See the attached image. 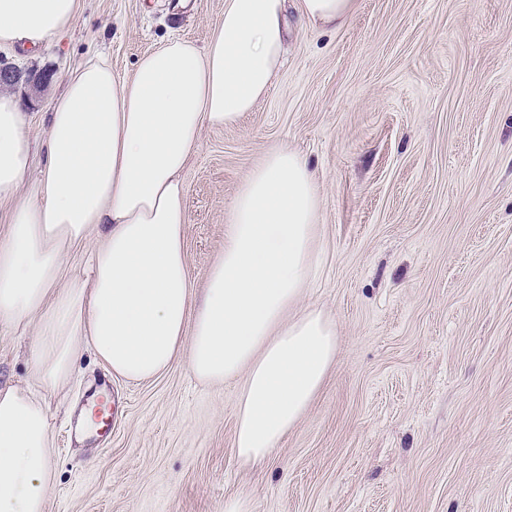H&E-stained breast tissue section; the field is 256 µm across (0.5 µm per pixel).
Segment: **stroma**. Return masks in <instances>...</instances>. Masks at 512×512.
<instances>
[{
  "label": "stroma",
  "instance_id": "obj_1",
  "mask_svg": "<svg viewBox=\"0 0 512 512\" xmlns=\"http://www.w3.org/2000/svg\"><path fill=\"white\" fill-rule=\"evenodd\" d=\"M224 0H79L33 52L52 73L25 102L33 164L67 76L106 60L119 81L168 40L205 45ZM288 54L232 128L203 127L182 173L196 293L224 250L240 185L286 147L316 175L318 263L301 307L336 324L337 354L308 410L260 468L234 448L237 384L178 359L131 382L83 350L49 399L57 479L47 512H512V0H354L339 28L288 0ZM33 334L0 324V387L30 381ZM112 397V434L81 413Z\"/></svg>",
  "mask_w": 512,
  "mask_h": 512
}]
</instances>
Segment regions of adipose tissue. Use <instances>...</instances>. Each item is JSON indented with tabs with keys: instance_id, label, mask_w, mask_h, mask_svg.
Here are the masks:
<instances>
[{
	"instance_id": "1",
	"label": "adipose tissue",
	"mask_w": 512,
	"mask_h": 512,
	"mask_svg": "<svg viewBox=\"0 0 512 512\" xmlns=\"http://www.w3.org/2000/svg\"><path fill=\"white\" fill-rule=\"evenodd\" d=\"M285 0H224L205 47L172 39L118 81L106 61L69 75L49 105L46 161L20 195L32 150L17 97L0 93V323L34 328L31 382L0 388V512H47L55 483L46 394L83 349L111 373L146 381L185 358L201 382L240 380L234 452L269 459L336 361V325L310 306L286 313L313 273L320 207L313 172L267 153L239 189L224 252L194 300L180 179L204 125L230 127L266 96L285 54ZM78 0H0V48L68 29ZM102 243L88 277L62 281L74 245Z\"/></svg>"
}]
</instances>
